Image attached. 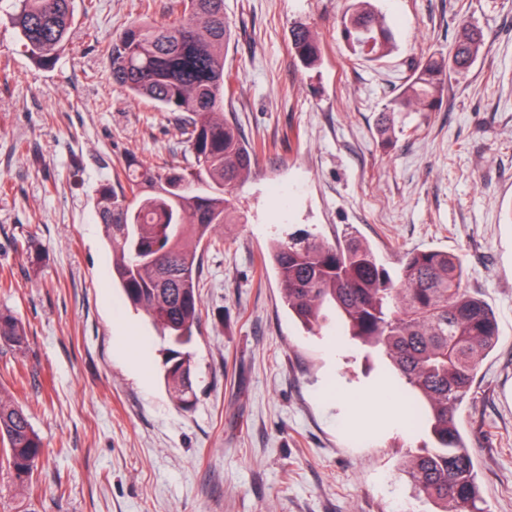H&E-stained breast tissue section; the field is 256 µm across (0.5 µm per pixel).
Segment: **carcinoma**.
<instances>
[{"instance_id": "cac0c4a2", "label": "carcinoma", "mask_w": 512, "mask_h": 512, "mask_svg": "<svg viewBox=\"0 0 512 512\" xmlns=\"http://www.w3.org/2000/svg\"><path fill=\"white\" fill-rule=\"evenodd\" d=\"M164 23L140 18L112 39V79L129 97L146 99L176 115L180 143L192 162L160 170L131 154L99 186L96 210L112 250V283L125 302L144 313L169 347L162 371L173 401L193 407V362L186 347L199 332V277L206 249L224 226L244 223L235 190L252 174L256 146L224 116L233 73L226 68L234 26L224 0H174ZM6 18L24 53L42 70L54 68L76 24L75 0H9ZM352 55L386 57L392 33L371 0H351L340 19ZM483 32L463 24L448 56L419 65L378 113L382 142H392L398 118L433 112L448 74L469 69L483 52ZM291 49L306 69L321 61V39L299 23ZM396 276L373 248L347 234L330 244L303 232L270 241L263 270L277 275L282 299L307 332L335 321L336 335L382 355L413 398L406 401L416 426L426 425L432 445L409 452L403 469L414 491L434 512H485L473 457L461 433L459 412L482 360L499 341L494 312L464 287L460 255L442 249L411 250ZM22 322L0 311V346L26 349ZM43 443L14 394L0 386V470L24 496Z\"/></svg>"}]
</instances>
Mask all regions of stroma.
I'll return each instance as SVG.
<instances>
[{
	"mask_svg": "<svg viewBox=\"0 0 512 512\" xmlns=\"http://www.w3.org/2000/svg\"><path fill=\"white\" fill-rule=\"evenodd\" d=\"M169 3L97 0L49 71L0 22V310L28 333L24 354L0 352V383L44 443L32 496L0 472V512H425L402 470L425 435L380 401L351 416L354 397L391 381L385 365L307 333L260 269L272 236L332 242L350 225L389 269L414 248L462 255L466 288L493 308L500 341L460 424L485 512H512V0H373L394 36L377 62L339 36L348 0H224L239 75L224 113L266 150L236 191L247 223L204 254L188 411L161 377L160 337L112 286L95 209L127 154L183 160L173 114L129 98L107 64L117 32L167 21ZM465 22L486 51L382 146L378 112ZM299 23L322 35L316 69L290 50ZM122 333L147 343V373Z\"/></svg>",
	"mask_w": 512,
	"mask_h": 512,
	"instance_id": "35a3bbf8",
	"label": "stroma"
}]
</instances>
